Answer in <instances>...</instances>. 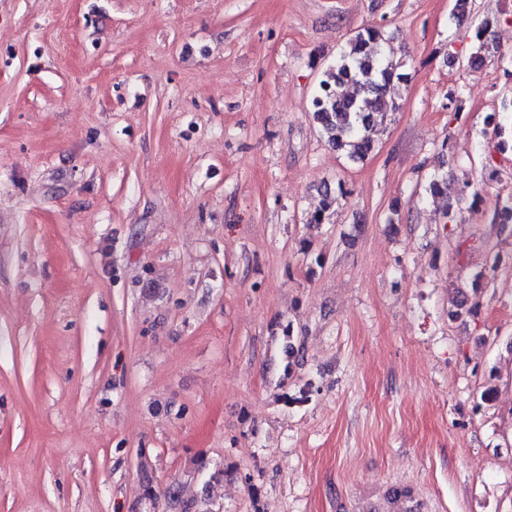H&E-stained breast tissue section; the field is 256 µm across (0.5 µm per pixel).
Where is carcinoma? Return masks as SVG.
<instances>
[{"label": "carcinoma", "mask_w": 512, "mask_h": 512, "mask_svg": "<svg viewBox=\"0 0 512 512\" xmlns=\"http://www.w3.org/2000/svg\"><path fill=\"white\" fill-rule=\"evenodd\" d=\"M488 32L486 21L475 33L474 51L468 57L472 69L481 68L490 57ZM380 41L379 27L357 32L323 72L312 98L314 121L328 142L352 160L363 158L371 149L369 131L374 115L397 109L396 102L388 97L390 86L407 80V75L400 72V64L378 50ZM346 84L355 86V94H341L340 89ZM165 497L179 506L178 512H213L204 500H177L170 488Z\"/></svg>", "instance_id": "1"}]
</instances>
